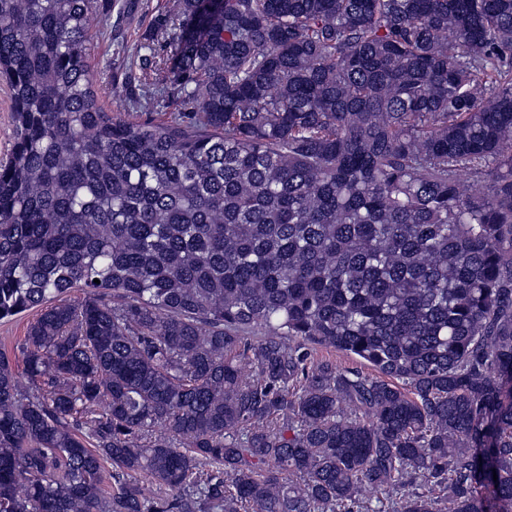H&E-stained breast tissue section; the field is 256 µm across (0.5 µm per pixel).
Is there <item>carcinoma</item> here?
Wrapping results in <instances>:
<instances>
[{
  "mask_svg": "<svg viewBox=\"0 0 512 512\" xmlns=\"http://www.w3.org/2000/svg\"><path fill=\"white\" fill-rule=\"evenodd\" d=\"M95 8L0 0V512H512V0H169L165 123ZM16 126L8 87L0 82V160L6 159L15 141ZM151 97V100H148L147 103L142 101L141 105L132 104L125 107L119 102L117 96H112V115L130 120L151 119L159 123L169 121L173 113L180 111L178 101L171 96L152 95ZM28 319V316L21 315L12 319L0 320V350L16 357L20 372L23 368L20 347L26 334ZM313 355L315 360L330 359L340 370L357 371L370 378L379 376L370 365L362 360L332 348L317 347Z\"/></svg>",
  "mask_w": 512,
  "mask_h": 512,
  "instance_id": "cac0c4a2",
  "label": "carcinoma"
}]
</instances>
